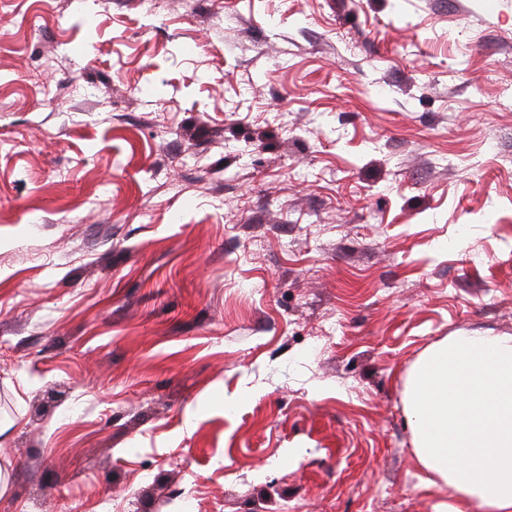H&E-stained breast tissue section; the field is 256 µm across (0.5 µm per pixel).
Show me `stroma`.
<instances>
[{"label": "stroma", "mask_w": 512, "mask_h": 512, "mask_svg": "<svg viewBox=\"0 0 512 512\" xmlns=\"http://www.w3.org/2000/svg\"><path fill=\"white\" fill-rule=\"evenodd\" d=\"M457 334L512 336V0H0V512H446Z\"/></svg>", "instance_id": "obj_1"}]
</instances>
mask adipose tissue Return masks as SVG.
<instances>
[{"instance_id": "obj_1", "label": "adipose tissue", "mask_w": 512, "mask_h": 512, "mask_svg": "<svg viewBox=\"0 0 512 512\" xmlns=\"http://www.w3.org/2000/svg\"><path fill=\"white\" fill-rule=\"evenodd\" d=\"M406 408L423 468L460 497L450 512H512V336L434 345L409 375Z\"/></svg>"}]
</instances>
